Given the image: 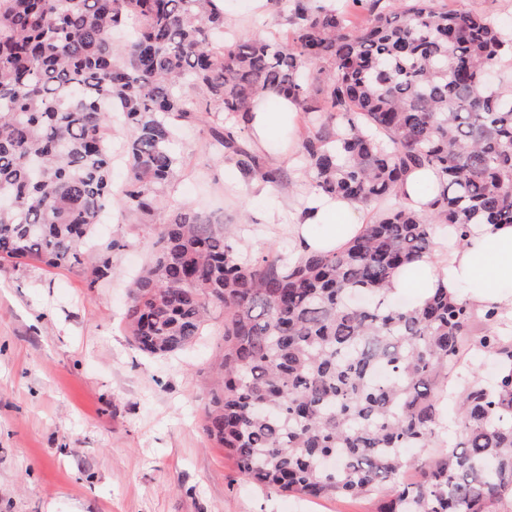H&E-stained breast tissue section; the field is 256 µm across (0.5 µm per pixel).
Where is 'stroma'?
<instances>
[{
  "instance_id": "1",
  "label": "stroma",
  "mask_w": 512,
  "mask_h": 512,
  "mask_svg": "<svg viewBox=\"0 0 512 512\" xmlns=\"http://www.w3.org/2000/svg\"><path fill=\"white\" fill-rule=\"evenodd\" d=\"M225 20L243 37L285 32L274 2L260 19L249 0H227ZM246 147L280 168L291 190L276 197L256 188L191 122L179 132L184 165L168 204L235 226L253 255L292 249L289 226L307 183L293 158H274L251 139ZM113 239L124 243L112 254L114 274L93 288L73 268L0 267V512H376L372 498L304 500L242 478L235 458L201 432L222 315L175 356L133 348L121 326L127 286L156 229L113 212L96 240Z\"/></svg>"
}]
</instances>
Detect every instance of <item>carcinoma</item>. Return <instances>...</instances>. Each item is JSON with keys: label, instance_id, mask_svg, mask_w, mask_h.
Wrapping results in <instances>:
<instances>
[{"label": "carcinoma", "instance_id": "obj_1", "mask_svg": "<svg viewBox=\"0 0 512 512\" xmlns=\"http://www.w3.org/2000/svg\"><path fill=\"white\" fill-rule=\"evenodd\" d=\"M435 2L284 0V38L227 40L224 0H0L1 261L107 279L122 243L84 247L114 205L160 215L179 121H220L215 140L284 188L238 144L264 93L308 117L310 190L378 210L338 251L253 256L180 208L130 284L125 329L145 353L191 346L224 313L203 432L254 484L314 498L388 486L378 512H495L512 497V326L490 311L477 331L446 288L420 306L387 294L436 226L462 243L471 224H512V87L489 81L512 32ZM416 168L440 177L429 213L401 196ZM475 350L499 356L487 385L469 374ZM403 448L420 449L415 482L400 480ZM125 137V129L118 124H113L112 131L110 133V140L112 139V150L114 153L112 178L115 182H121L126 174L125 162L121 155V144Z\"/></svg>", "mask_w": 512, "mask_h": 512}]
</instances>
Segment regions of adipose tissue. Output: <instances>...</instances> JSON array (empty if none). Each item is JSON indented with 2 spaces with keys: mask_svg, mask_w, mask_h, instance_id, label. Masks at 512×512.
<instances>
[{
  "mask_svg": "<svg viewBox=\"0 0 512 512\" xmlns=\"http://www.w3.org/2000/svg\"><path fill=\"white\" fill-rule=\"evenodd\" d=\"M296 111L287 98L267 94L250 114L249 126L261 142L277 138ZM364 227L357 207L347 200L309 194L291 232L297 251H335ZM390 294L422 302L437 289L466 302L481 315L494 310L512 319V224H474L464 244L443 242L438 255H425L398 270Z\"/></svg>",
  "mask_w": 512,
  "mask_h": 512,
  "instance_id": "adipose-tissue-1",
  "label": "adipose tissue"
}]
</instances>
